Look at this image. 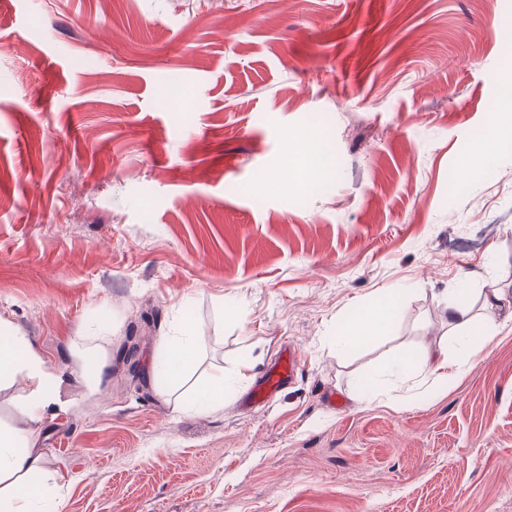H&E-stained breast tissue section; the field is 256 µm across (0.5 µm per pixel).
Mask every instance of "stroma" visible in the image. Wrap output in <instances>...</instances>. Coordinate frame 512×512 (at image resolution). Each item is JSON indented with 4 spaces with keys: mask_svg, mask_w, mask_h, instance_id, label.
Instances as JSON below:
<instances>
[{
    "mask_svg": "<svg viewBox=\"0 0 512 512\" xmlns=\"http://www.w3.org/2000/svg\"><path fill=\"white\" fill-rule=\"evenodd\" d=\"M511 92L512 0H0V319L64 403L28 420L16 378L0 427L54 512H512V324L475 357L446 321L461 287L473 333L512 294V149L467 160ZM291 136L330 154L315 189ZM386 292L385 335L340 347ZM437 348L462 371L390 373ZM219 370L223 406L188 409ZM485 325L496 328L500 323L512 321V295L501 288H486L484 293ZM194 325L190 320L182 323V336H163L157 348L154 368L163 384L177 381L195 359ZM295 371V354L288 352V355H281L273 365L264 371L252 394L254 403L268 400L281 388L285 381L293 378Z\"/></svg>",
    "mask_w": 512,
    "mask_h": 512,
    "instance_id": "stroma-1",
    "label": "stroma"
}]
</instances>
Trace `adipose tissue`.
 <instances>
[{
	"label": "adipose tissue",
	"mask_w": 512,
	"mask_h": 512,
	"mask_svg": "<svg viewBox=\"0 0 512 512\" xmlns=\"http://www.w3.org/2000/svg\"><path fill=\"white\" fill-rule=\"evenodd\" d=\"M329 164V157L313 139L291 144V167L303 179L307 188H314L320 174ZM394 295H386L373 308L362 311L350 322L341 336L343 344L355 346L370 342L386 331L395 306ZM194 325L183 321L182 334L162 337L157 348L154 368L159 380L170 384L177 381L195 359ZM26 376L34 387L23 409L29 419L41 418L57 404L56 394L47 390L49 376L40 358L26 350V341L6 321L0 320V383L17 376ZM40 468L39 458L28 445L22 428H0V512H32L33 505L42 499L47 489L35 475Z\"/></svg>",
	"instance_id": "1"
}]
</instances>
